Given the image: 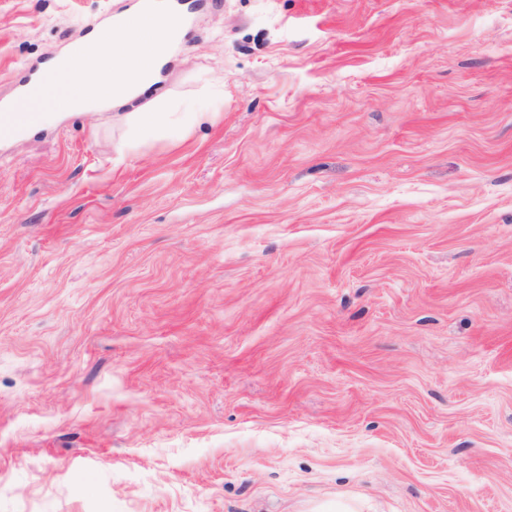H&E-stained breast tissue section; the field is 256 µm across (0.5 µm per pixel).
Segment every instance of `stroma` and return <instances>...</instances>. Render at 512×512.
<instances>
[{
    "label": "stroma",
    "mask_w": 512,
    "mask_h": 512,
    "mask_svg": "<svg viewBox=\"0 0 512 512\" xmlns=\"http://www.w3.org/2000/svg\"><path fill=\"white\" fill-rule=\"evenodd\" d=\"M136 2L0 0V101ZM186 2L0 137V512H512V0ZM180 113V114H177ZM208 112H158L153 106L131 113L132 125L143 132L157 133L175 125H198L207 120Z\"/></svg>",
    "instance_id": "1"
}]
</instances>
